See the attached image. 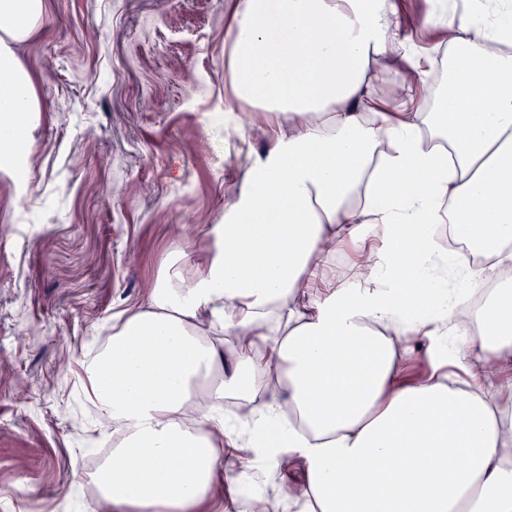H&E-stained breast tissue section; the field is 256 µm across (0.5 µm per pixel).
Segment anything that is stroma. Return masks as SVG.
I'll list each match as a JSON object with an SVG mask.
<instances>
[{
	"instance_id": "stroma-1",
	"label": "stroma",
	"mask_w": 512,
	"mask_h": 512,
	"mask_svg": "<svg viewBox=\"0 0 512 512\" xmlns=\"http://www.w3.org/2000/svg\"><path fill=\"white\" fill-rule=\"evenodd\" d=\"M226 0H47L15 48L42 108L26 189L0 176V512H58L103 426L79 399L91 342L143 303L169 251L198 259L264 138L217 126Z\"/></svg>"
}]
</instances>
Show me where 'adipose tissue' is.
I'll return each instance as SVG.
<instances>
[{"label": "adipose tissue", "mask_w": 512, "mask_h": 512, "mask_svg": "<svg viewBox=\"0 0 512 512\" xmlns=\"http://www.w3.org/2000/svg\"><path fill=\"white\" fill-rule=\"evenodd\" d=\"M427 3L421 27L450 63L432 101L396 0H228L213 120L255 108L265 144L200 227L204 269L185 276L171 256L84 360L119 440L96 480L106 512H239L243 475L217 476L224 446L299 474L253 493L252 512H512V289L472 307L477 278L449 283L440 242L512 262V0ZM0 14L15 20L0 31V172L23 186L41 106L14 46L46 0H0ZM391 66L407 85L392 106L377 91ZM342 252L345 288L328 269ZM413 355L425 369L410 380Z\"/></svg>", "instance_id": "1"}]
</instances>
